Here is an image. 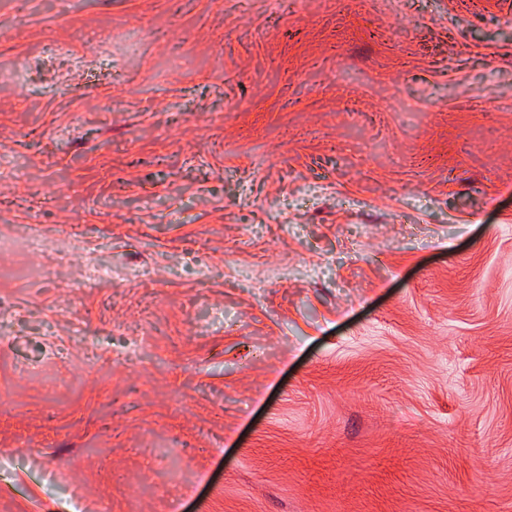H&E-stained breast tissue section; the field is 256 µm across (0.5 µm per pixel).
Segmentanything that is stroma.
Wrapping results in <instances>:
<instances>
[{
	"instance_id": "stroma-1",
	"label": "stroma",
	"mask_w": 512,
	"mask_h": 512,
	"mask_svg": "<svg viewBox=\"0 0 512 512\" xmlns=\"http://www.w3.org/2000/svg\"><path fill=\"white\" fill-rule=\"evenodd\" d=\"M172 505L512 512V0H0V512Z\"/></svg>"
}]
</instances>
